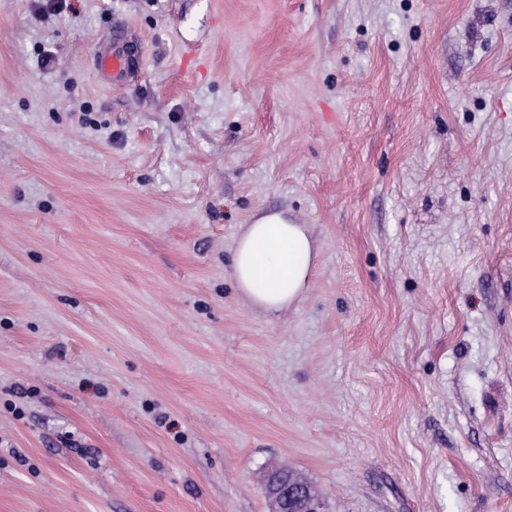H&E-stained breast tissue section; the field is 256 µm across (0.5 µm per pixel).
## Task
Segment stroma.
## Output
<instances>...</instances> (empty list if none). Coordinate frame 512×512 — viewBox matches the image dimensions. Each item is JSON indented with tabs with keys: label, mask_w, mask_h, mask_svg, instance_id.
<instances>
[{
	"label": "stroma",
	"mask_w": 512,
	"mask_h": 512,
	"mask_svg": "<svg viewBox=\"0 0 512 512\" xmlns=\"http://www.w3.org/2000/svg\"><path fill=\"white\" fill-rule=\"evenodd\" d=\"M270 210L320 249L274 315ZM282 467L512 512V0H0V512H270ZM127 44L128 41L116 32L112 46L95 54V71L104 83L112 85V81L125 80L136 74L137 65ZM241 226L233 262L238 293L267 312L301 300L319 255L309 225L296 224L282 213H268Z\"/></svg>",
	"instance_id": "obj_1"
}]
</instances>
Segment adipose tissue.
Here are the masks:
<instances>
[{
  "label": "adipose tissue",
  "mask_w": 512,
  "mask_h": 512,
  "mask_svg": "<svg viewBox=\"0 0 512 512\" xmlns=\"http://www.w3.org/2000/svg\"><path fill=\"white\" fill-rule=\"evenodd\" d=\"M319 248L309 225L281 213L254 216L236 240L233 278L251 305L276 312L301 300L316 267Z\"/></svg>",
  "instance_id": "obj_1"
}]
</instances>
